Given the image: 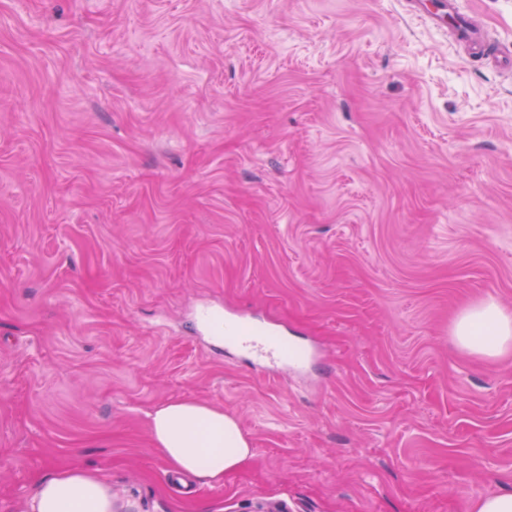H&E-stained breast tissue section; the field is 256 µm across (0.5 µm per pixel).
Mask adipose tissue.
<instances>
[{
	"label": "adipose tissue",
	"instance_id": "ef3b65f1",
	"mask_svg": "<svg viewBox=\"0 0 512 512\" xmlns=\"http://www.w3.org/2000/svg\"><path fill=\"white\" fill-rule=\"evenodd\" d=\"M453 334L472 353L501 355L512 350V314L492 300L474 303L458 315ZM148 418L155 450L176 472L217 483L251 455L236 420L210 404L173 400ZM31 512H112V495L94 472L73 465L35 483Z\"/></svg>",
	"mask_w": 512,
	"mask_h": 512
}]
</instances>
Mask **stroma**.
<instances>
[{
	"label": "stroma",
	"instance_id": "stroma-1",
	"mask_svg": "<svg viewBox=\"0 0 512 512\" xmlns=\"http://www.w3.org/2000/svg\"><path fill=\"white\" fill-rule=\"evenodd\" d=\"M414 0H0V512L80 464L114 512H473L512 490V72ZM512 52V0H463ZM208 308L307 359L269 371ZM252 455L180 483L148 413ZM453 335L463 349L484 356H499L512 350V314L494 300L474 303L456 318ZM148 418L155 450L178 473L217 483L251 456L236 420L210 404L173 400Z\"/></svg>",
	"mask_w": 512,
	"mask_h": 512
}]
</instances>
